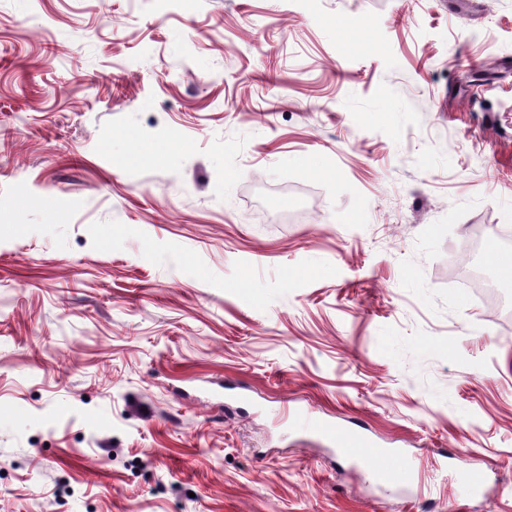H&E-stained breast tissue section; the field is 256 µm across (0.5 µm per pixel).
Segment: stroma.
<instances>
[{"label":"stroma","instance_id":"obj_1","mask_svg":"<svg viewBox=\"0 0 512 512\" xmlns=\"http://www.w3.org/2000/svg\"><path fill=\"white\" fill-rule=\"evenodd\" d=\"M504 230L512 0H0V512H512ZM295 420L302 421L321 440L340 448L345 456L358 462L376 484L405 489L415 483L416 465L406 459L401 450L379 448L376 442L354 429L310 414H298ZM485 474L479 470H466L459 476V493L463 497H470L483 491Z\"/></svg>","mask_w":512,"mask_h":512}]
</instances>
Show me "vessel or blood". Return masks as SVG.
<instances>
[{"instance_id":"b4317fda","label":"vessel or blood","mask_w":512,"mask_h":512,"mask_svg":"<svg viewBox=\"0 0 512 512\" xmlns=\"http://www.w3.org/2000/svg\"><path fill=\"white\" fill-rule=\"evenodd\" d=\"M303 425L321 440L339 448L345 456L358 462L381 486L411 487L416 480V465L395 448H382L366 435L331 421L305 414Z\"/></svg>"}]
</instances>
